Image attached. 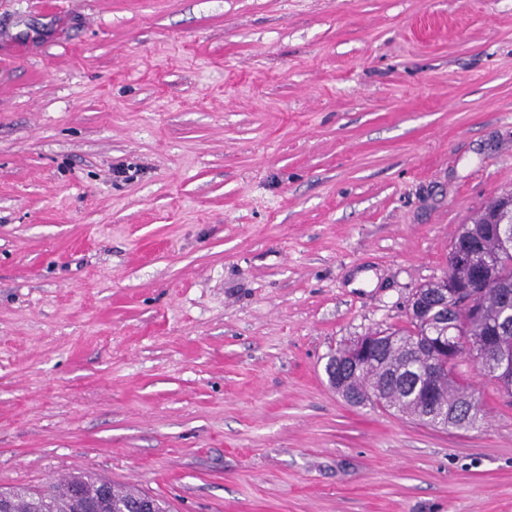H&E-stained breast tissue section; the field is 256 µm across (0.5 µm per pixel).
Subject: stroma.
I'll return each instance as SVG.
<instances>
[{
  "instance_id": "stroma-1",
  "label": "stroma",
  "mask_w": 512,
  "mask_h": 512,
  "mask_svg": "<svg viewBox=\"0 0 512 512\" xmlns=\"http://www.w3.org/2000/svg\"><path fill=\"white\" fill-rule=\"evenodd\" d=\"M512 192V0H0V488L171 512H512V394L448 433L328 385ZM2 497V498H1ZM144 499H152L157 512L166 507L146 491L115 488L112 483L92 473H79L56 483L49 490L15 487L0 490V512H77V501L90 502L96 512H139Z\"/></svg>"
}]
</instances>
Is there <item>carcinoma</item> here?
<instances>
[{
  "mask_svg": "<svg viewBox=\"0 0 512 512\" xmlns=\"http://www.w3.org/2000/svg\"><path fill=\"white\" fill-rule=\"evenodd\" d=\"M472 235L458 240L459 249L475 255V262L464 268L448 269V277L465 289L479 270L488 273L475 306L478 314H471L467 296L460 297L448 314L459 324L462 334L476 344L490 339L498 347L512 351V249L502 245L496 225L488 222L487 211H480L471 221ZM442 284L431 283L422 287L427 312L435 317L440 314ZM433 324L426 317L408 314V326L384 332L385 339L377 345L370 361L359 373L353 375L345 387H336L341 394H356L354 405L372 404L395 413L419 418L434 412V408L450 413L448 427L470 430L479 427L484 414L474 408L471 418L461 423L453 412L463 404V380L456 372L457 361L444 362L440 376L430 382L431 395H411L405 388L407 372L403 371L409 351L417 338L425 335ZM153 499L157 512H166L158 499L145 491L122 489L92 473H79L62 480L44 491L29 487L0 490V512H75L77 502L95 505L98 512H138L140 502Z\"/></svg>",
  "mask_w": 512,
  "mask_h": 512,
  "instance_id": "cac0c4a2",
  "label": "carcinoma"
}]
</instances>
